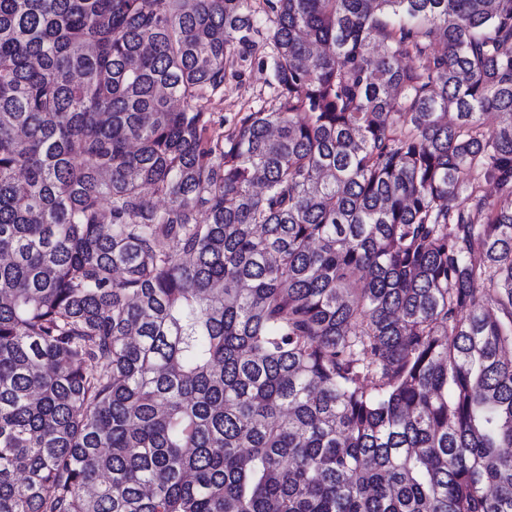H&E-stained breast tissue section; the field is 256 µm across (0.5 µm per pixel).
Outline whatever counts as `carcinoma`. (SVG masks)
<instances>
[{"label":"carcinoma","instance_id":"1","mask_svg":"<svg viewBox=\"0 0 512 512\" xmlns=\"http://www.w3.org/2000/svg\"><path fill=\"white\" fill-rule=\"evenodd\" d=\"M262 12L0 0V512H512V0ZM270 49L264 43L248 54L246 60L226 72L224 90L208 105L218 123L224 121V131L233 128L239 113L265 106L273 95V78L269 66Z\"/></svg>","mask_w":512,"mask_h":512}]
</instances>
